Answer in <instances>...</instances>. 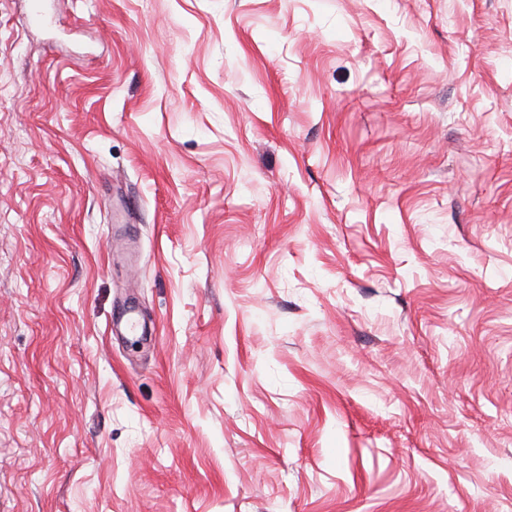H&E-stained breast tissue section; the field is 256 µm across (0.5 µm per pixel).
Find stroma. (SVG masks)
I'll list each match as a JSON object with an SVG mask.
<instances>
[{
  "label": "stroma",
  "mask_w": 512,
  "mask_h": 512,
  "mask_svg": "<svg viewBox=\"0 0 512 512\" xmlns=\"http://www.w3.org/2000/svg\"><path fill=\"white\" fill-rule=\"evenodd\" d=\"M0 512H512V0H0Z\"/></svg>",
  "instance_id": "stroma-1"
}]
</instances>
